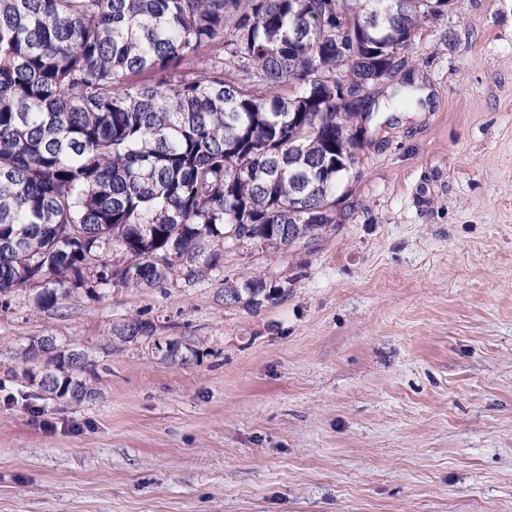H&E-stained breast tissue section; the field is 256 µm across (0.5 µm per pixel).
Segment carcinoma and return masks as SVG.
Instances as JSON below:
<instances>
[{"label": "carcinoma", "instance_id": "1", "mask_svg": "<svg viewBox=\"0 0 512 512\" xmlns=\"http://www.w3.org/2000/svg\"><path fill=\"white\" fill-rule=\"evenodd\" d=\"M336 96V0H0V299L40 311L75 288H147L216 269L224 234L277 254L284 224L338 223L353 130L415 28L448 0H348ZM253 276L224 303L256 300ZM147 338L138 318L115 327ZM32 341L30 381L84 403L86 354Z\"/></svg>", "mask_w": 512, "mask_h": 512}]
</instances>
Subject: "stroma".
Here are the masks:
<instances>
[{"instance_id": "obj_1", "label": "stroma", "mask_w": 512, "mask_h": 512, "mask_svg": "<svg viewBox=\"0 0 512 512\" xmlns=\"http://www.w3.org/2000/svg\"><path fill=\"white\" fill-rule=\"evenodd\" d=\"M401 57L308 244L0 307V512H512V0H457ZM250 272L279 294L225 304ZM42 336L95 399L31 386Z\"/></svg>"}]
</instances>
